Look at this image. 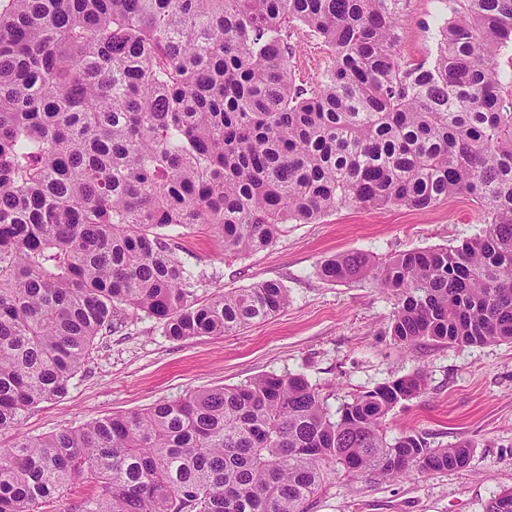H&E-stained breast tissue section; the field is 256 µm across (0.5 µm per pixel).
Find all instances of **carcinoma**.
Instances as JSON below:
<instances>
[{
	"mask_svg": "<svg viewBox=\"0 0 512 512\" xmlns=\"http://www.w3.org/2000/svg\"><path fill=\"white\" fill-rule=\"evenodd\" d=\"M411 0H0V431L68 393L132 310L174 340L224 336L288 305L277 281L197 298L174 236L272 245L340 208L467 195L482 232L383 261L321 262L395 297L409 349L512 342V0H447L432 58L402 60ZM329 56L296 83L293 39ZM417 370L331 411L300 373L193 391L0 448V512H304L326 471L465 467L384 418Z\"/></svg>",
	"mask_w": 512,
	"mask_h": 512,
	"instance_id": "1",
	"label": "carcinoma"
}]
</instances>
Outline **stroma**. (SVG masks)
Instances as JSON below:
<instances>
[{"instance_id":"obj_1","label":"stroma","mask_w":512,"mask_h":512,"mask_svg":"<svg viewBox=\"0 0 512 512\" xmlns=\"http://www.w3.org/2000/svg\"><path fill=\"white\" fill-rule=\"evenodd\" d=\"M441 0H411L399 44L407 59L431 57ZM486 215L458 195L429 209L340 208L316 224H291L269 248L225 254L209 230L178 237L180 259L204 279V299L275 280L288 290L287 307L228 336L176 341L143 314H127L96 338L65 397L26 413L17 430L42 437L103 416L176 400L200 388L237 385L268 373H301L330 409L354 395L417 370L424 393L386 416L391 434L418 432L435 446L473 443L466 467L388 479L327 471L306 512H485L489 499L512 488V342L481 346L424 340L412 350L388 332L393 297L366 281L328 282L317 273L327 258L363 251L377 259L414 248L456 245L481 232Z\"/></svg>"}]
</instances>
